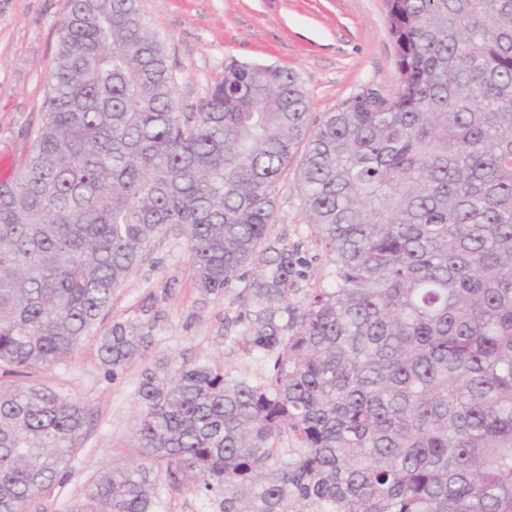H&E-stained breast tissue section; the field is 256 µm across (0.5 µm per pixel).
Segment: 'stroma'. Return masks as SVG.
I'll use <instances>...</instances> for the list:
<instances>
[{"mask_svg": "<svg viewBox=\"0 0 512 512\" xmlns=\"http://www.w3.org/2000/svg\"><path fill=\"white\" fill-rule=\"evenodd\" d=\"M138 6L165 43L183 112L199 111L232 59L292 70L315 121L361 88L390 92L397 86L384 0H139ZM66 9L67 0H0V168L15 171L33 149ZM300 165L293 160L278 185L272 232L301 248L306 265L299 287L320 288L330 264L306 222ZM237 297L234 288L199 293L179 227L155 239L72 356L38 375L39 382L84 401L91 416L64 482L30 503L28 512H70L101 471L142 461L134 431L136 390L146 367L170 357L187 363L221 359L258 373L257 363L223 340L224 316L235 310ZM134 317L151 323L148 347L121 377H108L98 337L112 321ZM150 477L158 489L156 512H210L166 472L155 469Z\"/></svg>", "mask_w": 512, "mask_h": 512, "instance_id": "stroma-1", "label": "stroma"}]
</instances>
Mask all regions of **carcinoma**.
Here are the masks:
<instances>
[{
  "label": "carcinoma",
  "mask_w": 512,
  "mask_h": 512,
  "mask_svg": "<svg viewBox=\"0 0 512 512\" xmlns=\"http://www.w3.org/2000/svg\"><path fill=\"white\" fill-rule=\"evenodd\" d=\"M399 85L310 122L297 76L224 64L180 112L137 0H68L33 151L0 181V366L68 359L138 258L183 228L195 288L244 280L225 341L263 365L146 369L144 457L212 512H512V0H386ZM329 281L294 301L271 234L299 148ZM115 321L117 378L147 348ZM88 409L0 388V512L62 483ZM143 463L72 512H153Z\"/></svg>",
  "instance_id": "carcinoma-1"
}]
</instances>
